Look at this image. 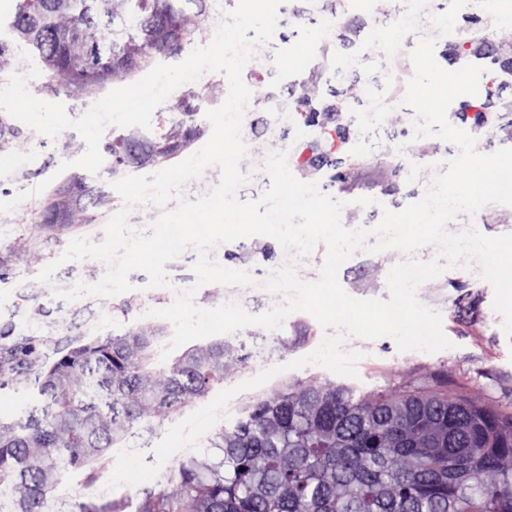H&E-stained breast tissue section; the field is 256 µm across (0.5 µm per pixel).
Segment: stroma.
Returning a JSON list of instances; mask_svg holds the SVG:
<instances>
[{
    "label": "stroma",
    "mask_w": 512,
    "mask_h": 512,
    "mask_svg": "<svg viewBox=\"0 0 512 512\" xmlns=\"http://www.w3.org/2000/svg\"><path fill=\"white\" fill-rule=\"evenodd\" d=\"M301 4L310 10V18L292 17L287 23L278 24L271 41L243 70L242 79L251 91V98L242 123L248 153L240 169L251 173L252 179L239 188L236 196L242 201L258 199L271 184L262 170L266 158L271 152L284 150L288 153L289 169L296 178L319 182L324 193L343 201L341 219L345 227L371 228L381 221L384 211L397 212L420 199L431 180L446 171L447 162L457 149L437 138L414 137L416 115L403 105L402 99L406 84L414 74L410 54L417 43L416 35L406 36L391 55L379 49L361 48L372 29L389 25L404 14L405 0H301ZM500 6L501 0H470L460 10L453 33L438 37L436 42L435 58L443 69L462 68V60L451 55L450 47L469 27L471 17H490L487 38L493 45L512 42V21L500 18ZM334 11L349 23L352 32L346 50L359 52L360 62L332 74V87L341 91L352 89L363 75L362 64L375 63L379 70L371 81L381 88L379 94L364 100L361 106L338 115L339 123L349 135V175L343 183L337 181L335 167L322 165L312 169L299 164L298 157L305 143L317 138L320 129L305 124L288 95L289 85L302 83L321 61V48L328 38L324 26ZM112 88L108 82L71 97L45 70L28 82L33 95L64 104L68 116L74 119ZM228 91L229 81L223 73H204L197 81L177 88L155 110L152 119L157 122L179 115L185 95H193L202 107L197 123L203 127L204 134L190 148L199 150L207 143V133L212 129L205 112L221 105ZM473 101L469 95L464 101L453 102L447 112L448 122L470 132L479 153L490 154L512 147V112L493 110L487 123L478 128L473 119L462 116L465 104ZM0 126L11 132L7 144L0 149V201L17 200V194L23 190L30 193L28 199L17 201L11 213L0 214V348L30 338L38 353L50 355L79 340L156 326L164 329L160 345L165 348L172 341L174 326L167 319L156 317L155 312L171 305L178 291L191 287L196 290L195 304L203 309L231 302L249 314L258 315L280 304V296L264 290L262 283L284 264L287 254L276 240L266 236L221 244L210 251L211 258L222 266L248 272L253 279L249 285L196 286L193 265L197 252L189 247L167 263L169 286L147 288V274L136 270L129 276L133 286L130 292L114 297L85 296L73 302L57 298L54 288L99 282L107 272L106 264L95 259L59 263L49 284L39 280L40 271L51 262H59V256L73 239L87 237L101 242L106 224L126 209L125 203L113 191L94 209L90 223H42L46 196L36 193V186L65 161L70 164L69 175H83V168L73 167L72 162L83 155L86 144L75 130H65L52 139L3 110H0ZM361 196L374 198V205H357L356 200ZM447 229L452 233L476 230L491 237L512 233V207L492 204L472 216L458 215L448 223ZM405 259V253L397 250L378 254L357 250L340 267L339 283L357 299H389L387 275ZM417 296L426 307L441 313L442 329L452 343L451 348L436 353L402 352L390 337L376 340L349 337L343 343L344 349L361 355L353 378L336 375L318 365L291 368V361L311 354L325 336L324 329L310 313L290 314L278 330L250 326L224 334V341L242 348L247 360L224 375V388H236L237 393L228 403L220 426L233 424L256 398L271 396L286 384L312 378L326 387L347 385L366 396L381 389L397 396L411 391L436 392L451 399L468 398L512 414V340L502 327L501 316L493 309V288L482 278L479 263L471 259L466 265L445 270L420 285ZM273 367L278 373L266 384L242 389V382ZM198 408L194 402L162 418L142 419L113 443L98 466L62 476L49 494L44 512H73L76 504L82 502L109 503L114 512H137L145 491L171 487L179 463L195 455L197 449L210 447L212 437L204 435L198 447L175 453L154 480L110 490L106 484L117 453L135 448L143 453L146 463H155L156 445L171 427Z\"/></svg>",
    "instance_id": "stroma-1"
}]
</instances>
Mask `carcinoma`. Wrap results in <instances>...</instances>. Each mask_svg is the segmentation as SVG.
<instances>
[{
	"label": "carcinoma",
	"instance_id": "carcinoma-1",
	"mask_svg": "<svg viewBox=\"0 0 512 512\" xmlns=\"http://www.w3.org/2000/svg\"><path fill=\"white\" fill-rule=\"evenodd\" d=\"M206 0H17L8 23L13 38L36 52L61 87L80 95L110 79L121 82L154 63L174 57L191 42L189 10ZM112 29L109 39L99 35ZM456 57L490 58L486 36L473 33L453 46ZM497 77L486 76L476 101L477 124L493 103ZM307 95L295 111L317 119ZM195 107L158 130L134 132L135 152L158 163L186 149L201 134ZM130 134L104 145L111 172L138 166L128 149ZM345 127L305 145L342 171ZM105 192L85 177H71L51 192L42 213L46 224L87 219ZM162 330L122 335L57 349L41 356L32 342L0 350V386L33 379L42 405L0 423V510L43 512L61 476L92 467L117 438L146 417H163L203 397L243 363L224 340L195 345L159 368ZM175 490L147 492L138 512H512V415L466 398L380 390L356 396L346 385L297 384L259 399L213 447L182 461Z\"/></svg>",
	"mask_w": 512,
	"mask_h": 512
}]
</instances>
